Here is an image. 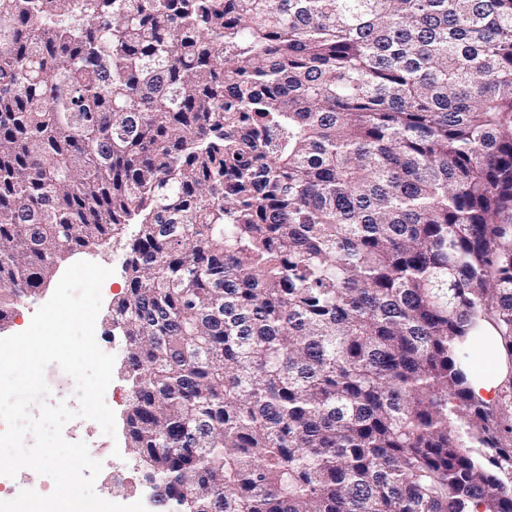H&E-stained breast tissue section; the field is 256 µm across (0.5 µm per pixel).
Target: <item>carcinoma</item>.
<instances>
[{"mask_svg": "<svg viewBox=\"0 0 512 512\" xmlns=\"http://www.w3.org/2000/svg\"><path fill=\"white\" fill-rule=\"evenodd\" d=\"M128 224L160 512H512V0H0V321ZM500 350L501 354L506 356L504 350L502 348H500ZM508 362L511 369V376L503 379L500 384V367L498 374L493 377L479 373L476 375L472 374L471 376V387L477 396L481 398H490L496 393L494 397L486 399L485 401L490 404L494 413L503 421H512V397L511 400L509 396L506 398L504 397L509 394L510 391L512 394V359L510 360V357Z\"/></svg>", "mask_w": 512, "mask_h": 512, "instance_id": "carcinoma-1", "label": "carcinoma"}]
</instances>
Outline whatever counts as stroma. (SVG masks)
Masks as SVG:
<instances>
[{
    "mask_svg": "<svg viewBox=\"0 0 512 512\" xmlns=\"http://www.w3.org/2000/svg\"><path fill=\"white\" fill-rule=\"evenodd\" d=\"M128 243V234L114 235L108 237L99 245L68 255L64 260L65 265L68 266L85 260L114 270L113 275L105 282L106 288L102 292V307L95 328L98 332V346L104 352L114 355L118 365L117 370L113 372L112 381L113 387H116L123 394L122 400L113 407L115 420L118 424L117 437L113 440L106 438L100 426L96 422L87 419H75L68 422L63 428V436L70 442H85L89 449L95 450L96 458L102 464L101 473L108 476V478L111 472L110 460L113 455H120L122 461L127 465V474L124 479L116 482L109 479L107 487L110 498L126 501L135 496L146 497L150 494L144 472L129 451L127 434L122 425L128 405L126 396L130 392V387L119 368L120 363L124 361L126 348L123 336L113 333L112 324L109 320L113 302L123 294L125 289L123 263L127 257ZM57 283V278H50L36 294L19 299L12 307L7 322L0 326V337L5 338L24 331L29 326L35 311L50 299Z\"/></svg>",
    "mask_w": 512,
    "mask_h": 512,
    "instance_id": "35a3bbf8",
    "label": "stroma"
}]
</instances>
